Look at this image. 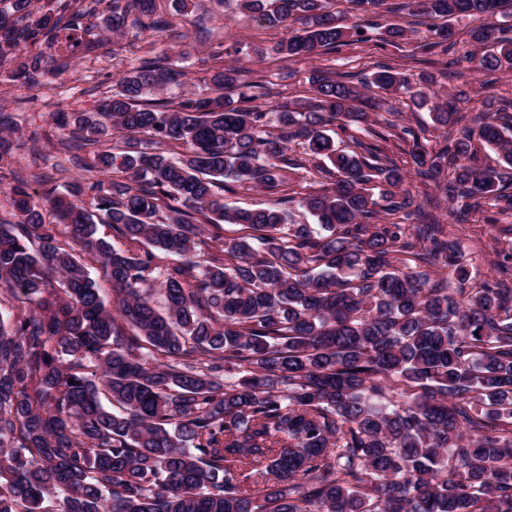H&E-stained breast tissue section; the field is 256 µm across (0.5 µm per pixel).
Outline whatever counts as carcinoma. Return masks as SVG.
<instances>
[{
	"label": "carcinoma",
	"instance_id": "cac0c4a2",
	"mask_svg": "<svg viewBox=\"0 0 512 512\" xmlns=\"http://www.w3.org/2000/svg\"><path fill=\"white\" fill-rule=\"evenodd\" d=\"M105 1L116 35L169 25L155 0L89 3ZM331 2L236 0L262 25H303L278 44L286 60L338 53L374 26L386 45L410 40L380 24L386 0H348L345 14ZM30 6L0 9V67L43 46L13 71L36 86L60 35L83 46L90 9ZM406 6L443 20L435 41L415 47L423 54L453 49L460 15H512V0ZM508 32L470 31L479 68L512 69ZM248 73L218 68L212 93L176 102L163 93L183 71L166 54L143 56L94 108L51 114L71 128L60 150L93 155L95 174L36 196L18 179L14 221L0 220V297L20 309L12 325L0 320V512H42L58 495V512H512V288L470 283L460 244L395 200L406 173L365 142L380 127L410 137L416 174L443 188L459 218L482 200L512 210L505 174L469 163L478 141L512 169V105L487 100L464 123L454 101L422 90L426 76L380 63L362 77L315 70L303 98ZM399 95L460 128L429 154L396 122L388 99ZM332 126L355 149H338ZM15 131L0 112V155ZM111 135L124 150H99ZM293 143L304 156L288 155ZM174 144L185 152L173 156ZM288 169L326 183L255 209L217 192L269 190ZM291 204L314 223H286ZM382 211L416 219L414 236L378 223ZM97 217L127 248L97 236ZM206 224L240 232L202 256ZM163 254L184 262L165 269L159 309L151 275ZM441 259L440 280L416 266Z\"/></svg>",
	"mask_w": 512,
	"mask_h": 512
}]
</instances>
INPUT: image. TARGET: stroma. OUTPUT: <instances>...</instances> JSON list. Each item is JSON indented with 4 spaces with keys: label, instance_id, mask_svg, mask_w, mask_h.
<instances>
[{
    "label": "stroma",
    "instance_id": "obj_1",
    "mask_svg": "<svg viewBox=\"0 0 512 512\" xmlns=\"http://www.w3.org/2000/svg\"><path fill=\"white\" fill-rule=\"evenodd\" d=\"M185 8H178L174 0H157L170 28L159 37L148 35L133 38L125 35L112 38L102 30L108 15L106 6H99L95 15L86 18L97 36V47L91 52L71 54L66 42H59L52 50L57 60H69L70 67L60 80L45 81L43 85L27 89L0 70V112L15 114L19 124V140H28L31 134L40 137L39 147L45 155L42 172L52 171L55 163L65 166L57 174L58 182L65 183L86 176L91 155H84L82 163L70 162L57 153L55 143L59 130L50 119L51 112L64 110L80 112L93 107L96 100L111 94L117 73L149 49L173 54L184 67L187 76L184 93L205 92V79L215 68L237 62L238 54L260 47L265 51L262 62L254 64L258 79L276 80L281 67L292 73L286 81L289 96H306L308 77L315 68L336 72L352 68L371 72L374 65L384 63L413 75L432 76L433 90L440 96L465 91L467 99L460 105L461 114L481 110L482 101L492 95L512 102V70H481L472 56L478 48L471 43L469 32L485 24L482 16H461L452 22L457 44L453 55L455 65H428L407 57L405 52L381 46L376 31H369L366 41L345 47L342 53L325 54L313 59L284 62L275 54L276 44L284 37V29H270L255 19L239 13H226L222 0H185ZM120 45V53H113V45ZM448 237L460 241L470 258V268L477 280L490 284L512 278V211L500 213L498 207L486 204L470 214L462 223L449 222Z\"/></svg>",
    "mask_w": 512,
    "mask_h": 512
}]
</instances>
